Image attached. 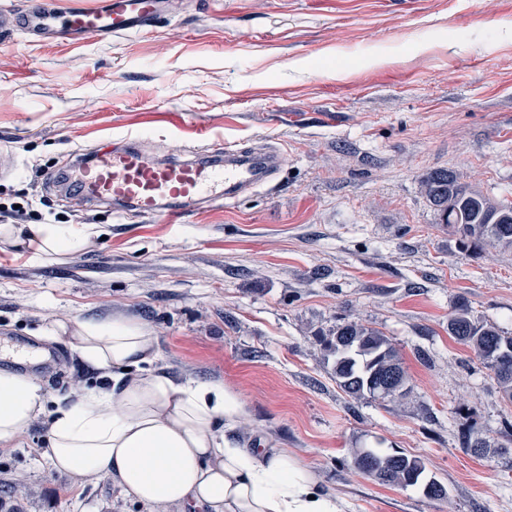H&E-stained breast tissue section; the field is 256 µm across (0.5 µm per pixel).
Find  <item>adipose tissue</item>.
<instances>
[{"instance_id": "obj_1", "label": "adipose tissue", "mask_w": 512, "mask_h": 512, "mask_svg": "<svg viewBox=\"0 0 512 512\" xmlns=\"http://www.w3.org/2000/svg\"><path fill=\"white\" fill-rule=\"evenodd\" d=\"M92 225L4 224L0 235L43 254L81 248ZM69 335L89 363L111 370L106 386L57 405L44 456L57 472L109 478L151 512H345L316 472L285 448H258L238 435L241 397L221 383L176 378L159 366L156 340L142 324L76 321ZM44 412L35 376L0 370V449Z\"/></svg>"}]
</instances>
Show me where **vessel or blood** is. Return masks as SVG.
Listing matches in <instances>:
<instances>
[{
	"label": "vessel or blood",
	"instance_id": "1",
	"mask_svg": "<svg viewBox=\"0 0 512 512\" xmlns=\"http://www.w3.org/2000/svg\"><path fill=\"white\" fill-rule=\"evenodd\" d=\"M164 6L165 0H100L93 7L64 10L55 0H24L0 16V41L17 33L42 44L66 37L140 34L154 29ZM284 163L278 148L253 151L234 141L210 144L188 159L157 162L139 136L130 134L100 146L90 162H72L68 176L89 201L174 224L203 203L235 206L266 185Z\"/></svg>",
	"mask_w": 512,
	"mask_h": 512
}]
</instances>
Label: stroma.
<instances>
[{"label": "stroma", "mask_w": 512, "mask_h": 512, "mask_svg": "<svg viewBox=\"0 0 512 512\" xmlns=\"http://www.w3.org/2000/svg\"><path fill=\"white\" fill-rule=\"evenodd\" d=\"M130 133L168 158L226 139L286 162L234 208L179 224L47 184ZM434 169L512 203V0H177L143 36H16L0 44V204L95 232L48 257L0 241V340L66 351L60 376L39 375L51 410L102 380L49 327L144 324L169 373L240 395L242 428L295 452L348 512H512V403L448 332L464 308L512 334V250L462 247L422 192ZM351 319L399 351L401 401L338 387L317 336ZM46 435L41 420L0 449V502L149 512L109 479L52 471ZM364 447L421 457L447 498L354 470Z\"/></svg>", "instance_id": "35a3bbf8"}]
</instances>
